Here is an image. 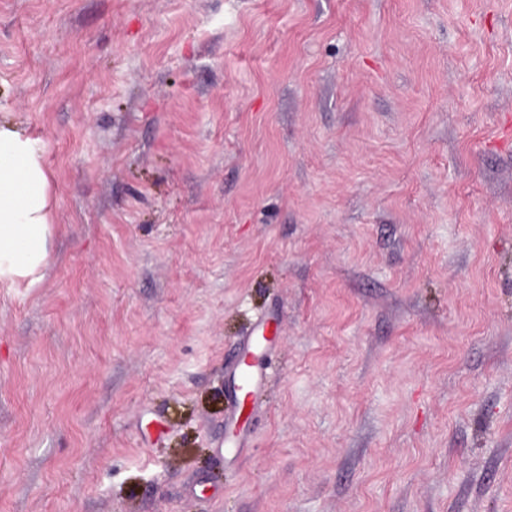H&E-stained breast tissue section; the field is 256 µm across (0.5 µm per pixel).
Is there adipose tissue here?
<instances>
[{"label":"adipose tissue","mask_w":512,"mask_h":512,"mask_svg":"<svg viewBox=\"0 0 512 512\" xmlns=\"http://www.w3.org/2000/svg\"><path fill=\"white\" fill-rule=\"evenodd\" d=\"M54 206L50 171L34 140L0 124V286L40 280Z\"/></svg>","instance_id":"ef3b65f1"}]
</instances>
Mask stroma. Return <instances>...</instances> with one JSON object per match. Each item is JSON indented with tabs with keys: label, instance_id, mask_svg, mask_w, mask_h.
Listing matches in <instances>:
<instances>
[{
	"label": "stroma",
	"instance_id": "1",
	"mask_svg": "<svg viewBox=\"0 0 512 512\" xmlns=\"http://www.w3.org/2000/svg\"><path fill=\"white\" fill-rule=\"evenodd\" d=\"M0 122V512H512V0H0ZM54 207L50 171L35 141L0 123V286L41 279ZM272 343V339L265 336L264 328L261 336H253L249 339L245 347V356H249L251 361L249 366L243 371L242 367L238 368V376L244 375L248 393L254 395L258 393L265 382V374L261 367V358L267 343Z\"/></svg>",
	"mask_w": 512,
	"mask_h": 512
}]
</instances>
